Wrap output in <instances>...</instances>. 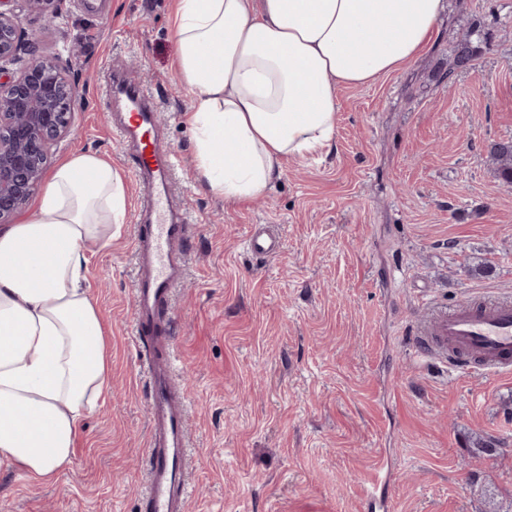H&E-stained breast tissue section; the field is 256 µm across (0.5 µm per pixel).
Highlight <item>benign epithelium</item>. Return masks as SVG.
<instances>
[{
  "mask_svg": "<svg viewBox=\"0 0 512 512\" xmlns=\"http://www.w3.org/2000/svg\"><path fill=\"white\" fill-rule=\"evenodd\" d=\"M21 2L52 27L69 24L62 0H0V224L21 211L41 183L52 147L67 134L81 97L65 64L82 52L77 40H64L51 59L36 48L7 3ZM23 64L18 76L1 81L9 66Z\"/></svg>",
  "mask_w": 512,
  "mask_h": 512,
  "instance_id": "obj_1",
  "label": "benign epithelium"
}]
</instances>
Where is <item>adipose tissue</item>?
I'll use <instances>...</instances> for the list:
<instances>
[{"label": "adipose tissue", "instance_id": "1", "mask_svg": "<svg viewBox=\"0 0 512 512\" xmlns=\"http://www.w3.org/2000/svg\"><path fill=\"white\" fill-rule=\"evenodd\" d=\"M174 66L191 98L201 184L235 203L282 176L289 156L328 152L340 90L417 58L443 0H172ZM126 220L118 170L61 162L37 216L0 227V467L36 484L71 463L107 391L103 328L86 277L90 245Z\"/></svg>", "mask_w": 512, "mask_h": 512}]
</instances>
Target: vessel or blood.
I'll use <instances>...</instances> for the list:
<instances>
[{
  "label": "vessel or blood",
  "mask_w": 512,
  "mask_h": 512,
  "mask_svg": "<svg viewBox=\"0 0 512 512\" xmlns=\"http://www.w3.org/2000/svg\"><path fill=\"white\" fill-rule=\"evenodd\" d=\"M110 94L128 111L124 133L130 142V172L143 189L147 206L137 217L133 239V342L147 347L148 452L151 468L140 512H187L190 495L185 474L187 395L174 382L177 358L169 310L173 288L188 264V225L169 203L171 162L158 145L159 115L138 83L113 72ZM252 255L278 254L279 242L257 230ZM422 355L456 370L491 375L512 371V298L471 297L453 309L428 305L416 329Z\"/></svg>",
  "instance_id": "b4317fda"
}]
</instances>
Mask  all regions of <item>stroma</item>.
Returning a JSON list of instances; mask_svg holds the SVG:
<instances>
[{"mask_svg":"<svg viewBox=\"0 0 512 512\" xmlns=\"http://www.w3.org/2000/svg\"><path fill=\"white\" fill-rule=\"evenodd\" d=\"M447 2L418 61L341 89L325 159L290 157L273 189L233 204L198 180L171 0H67L61 31L18 11L38 56L65 38L83 45L71 70L85 104L49 167L91 152L126 172L105 94L114 66L155 100L159 141L175 155L173 197L192 226L171 302L190 401L189 512H512V373L452 370L412 345L427 303L512 294V186L488 157L512 139V0ZM473 29L486 47L449 74L453 45ZM125 186L126 222L87 265L110 387L55 479L0 469V512H137L149 467L131 334L142 190ZM257 224L280 236L276 257L249 251ZM487 261L495 277L475 276ZM490 439L501 448L483 449Z\"/></svg>","mask_w":512,"mask_h":512,"instance_id":"obj_1","label":"stroma"}]
</instances>
